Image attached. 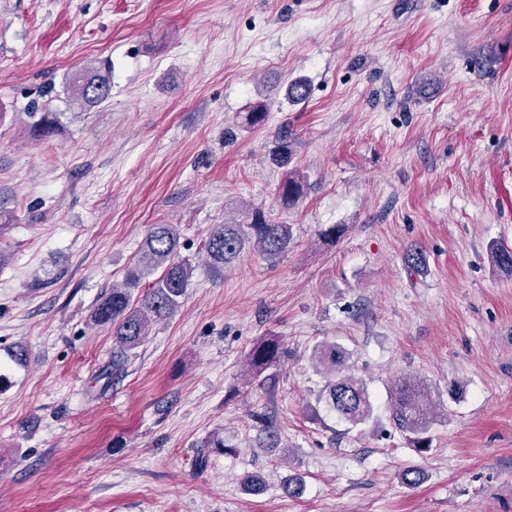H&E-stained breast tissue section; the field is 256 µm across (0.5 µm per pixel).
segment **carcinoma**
Wrapping results in <instances>:
<instances>
[{
  "mask_svg": "<svg viewBox=\"0 0 512 512\" xmlns=\"http://www.w3.org/2000/svg\"><path fill=\"white\" fill-rule=\"evenodd\" d=\"M72 94L87 106L104 102L111 92L109 69L90 67L83 77L72 83ZM309 85L296 78L286 86V96L294 103L305 101ZM29 118L32 128L41 137H49L56 131L55 114L43 111L33 104ZM303 181L290 171L281 183L279 198L283 205L291 206L300 196ZM292 241V230L288 224H271L258 216L250 224H215L204 244V252L213 270L219 272L232 264L249 243L271 263L288 251ZM179 233L174 224L150 225L140 251L127 268L122 285L105 291L96 303L92 318L95 324L112 328L117 347L112 362L104 374L108 377L125 370L130 351L139 347L148 336L152 324L172 317L186 295L191 265L180 259ZM490 259L497 268L512 270V248L494 246ZM159 272V276L148 284L143 294H136L146 276ZM285 356L281 339L266 336L255 343L245 356L247 371L252 380L264 384L263 374L278 364ZM350 357L348 350L339 343H324L315 347L313 359L316 369L329 377L325 385V402L341 420L357 426L367 422L373 415L374 406L366 383L353 376L336 377V371ZM393 420L406 439L415 447H429L428 433L434 416V404L424 388L412 378L398 380L392 396ZM258 420L265 430L267 442L264 448H277L276 423L270 416L260 415Z\"/></svg>",
  "mask_w": 512,
  "mask_h": 512,
  "instance_id": "carcinoma-1",
  "label": "carcinoma"
}]
</instances>
